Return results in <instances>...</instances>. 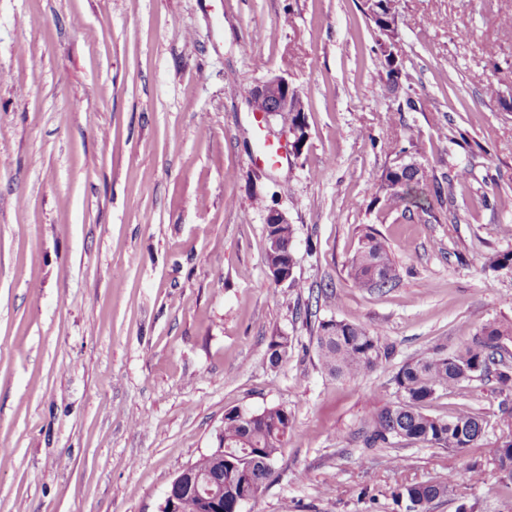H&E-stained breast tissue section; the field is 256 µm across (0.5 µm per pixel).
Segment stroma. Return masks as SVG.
Wrapping results in <instances>:
<instances>
[{
	"mask_svg": "<svg viewBox=\"0 0 512 512\" xmlns=\"http://www.w3.org/2000/svg\"><path fill=\"white\" fill-rule=\"evenodd\" d=\"M363 0H0V512H158L231 409L283 406L294 426L242 512H406L405 486L457 472L429 512H512L488 456L512 437V388L481 376L435 399L484 420L456 452L366 447L398 401L406 361L512 322V0H400L402 97L372 48ZM285 75L305 105L299 156L273 168L259 138L293 137L241 94ZM431 190L428 212L375 196L397 139ZM295 228L296 288L265 261L269 209ZM398 279L356 285L366 232ZM379 331L392 356L328 376L321 320ZM290 337L271 365V336ZM402 456V466L392 459Z\"/></svg>",
	"mask_w": 512,
	"mask_h": 512,
	"instance_id": "obj_1",
	"label": "stroma"
}]
</instances>
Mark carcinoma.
I'll list each match as a JSON object with an SVG mask.
<instances>
[{
    "label": "carcinoma",
    "mask_w": 512,
    "mask_h": 512,
    "mask_svg": "<svg viewBox=\"0 0 512 512\" xmlns=\"http://www.w3.org/2000/svg\"><path fill=\"white\" fill-rule=\"evenodd\" d=\"M384 40L383 35H378L374 52L384 65L387 83L395 90L404 89L405 105L414 110L415 100L410 89L403 88L398 60L388 52ZM470 176L469 166L457 167L448 175V195L468 184ZM386 180L388 185H379L377 192L383 194L388 209L404 213L413 208L427 211L428 198L419 189L417 172L404 168L387 173ZM281 231L280 226L266 225L265 259L269 266L278 260L272 248V236ZM349 268L354 282L364 288H389L398 277L390 250L372 233L364 235L350 259ZM506 337L512 338V322H489L472 342L451 353L437 350L405 362L395 376L400 399L381 408L366 436L367 444L422 443L456 451L475 444L484 430V421L479 415L461 408L445 419L427 414L425 408L465 381L490 373L491 368L499 364L497 355ZM313 343L321 368L336 379H355L392 354L379 332L334 319L317 323ZM290 348L288 337L280 334L271 337L268 344L271 363L279 365L288 361ZM292 429V415L280 406L234 409L225 414L221 429L224 512H240L243 503L256 499L257 491L266 487ZM491 459L498 471L512 472V440L491 449ZM456 481V475L450 473L443 481L405 487L401 496L407 500V512H427L429 504L448 495Z\"/></svg>",
    "instance_id": "obj_1"
}]
</instances>
